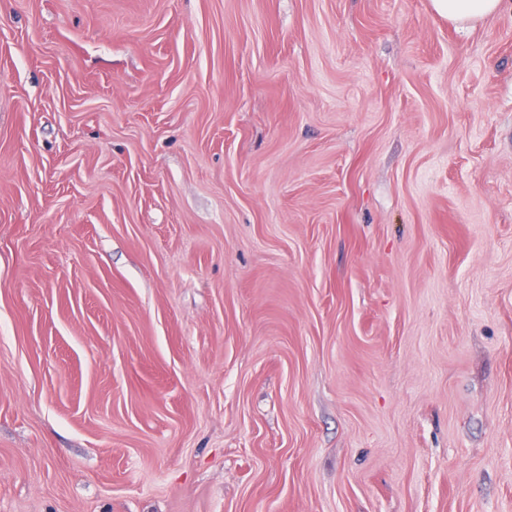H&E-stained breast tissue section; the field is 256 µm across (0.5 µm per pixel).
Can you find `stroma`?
<instances>
[{
  "instance_id": "35a3bbf8",
  "label": "stroma",
  "mask_w": 512,
  "mask_h": 512,
  "mask_svg": "<svg viewBox=\"0 0 512 512\" xmlns=\"http://www.w3.org/2000/svg\"><path fill=\"white\" fill-rule=\"evenodd\" d=\"M0 512H512V0H0ZM504 0H431L433 9L457 26L477 24L495 15Z\"/></svg>"
}]
</instances>
